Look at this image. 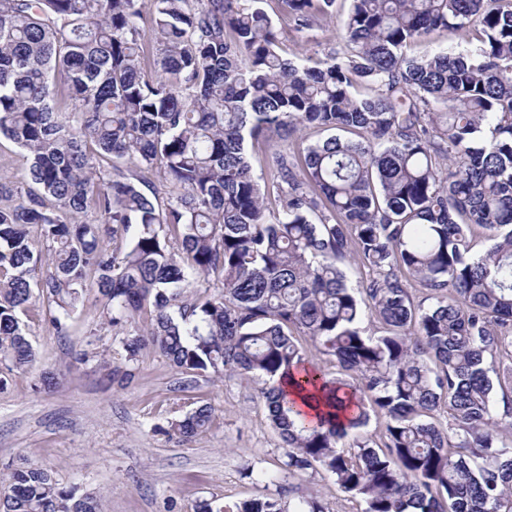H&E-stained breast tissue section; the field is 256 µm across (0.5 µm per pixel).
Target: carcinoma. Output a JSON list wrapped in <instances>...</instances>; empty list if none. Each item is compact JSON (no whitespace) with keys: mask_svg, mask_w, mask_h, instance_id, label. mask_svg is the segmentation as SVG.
Here are the masks:
<instances>
[{"mask_svg":"<svg viewBox=\"0 0 512 512\" xmlns=\"http://www.w3.org/2000/svg\"><path fill=\"white\" fill-rule=\"evenodd\" d=\"M263 2L153 0L145 28L144 0H0V137L28 160L24 184L0 177V387L36 360L32 297L62 333L94 289L101 327L153 308L126 362L150 346L185 373L260 384L280 481L324 475L362 512H512V0H351L343 46L316 59L280 53ZM278 2L302 31L335 0ZM471 27L464 52H404ZM306 126L332 135L291 141ZM273 135L268 186L247 143ZM478 228L493 244L474 257ZM211 275L213 293L188 298ZM301 337L336 376L308 368ZM292 375L332 394L315 426ZM211 419L199 406L168 432L188 442ZM0 512L102 507L25 464ZM193 512L329 508L281 490Z\"/></svg>","mask_w":512,"mask_h":512,"instance_id":"cac0c4a2","label":"carcinoma"}]
</instances>
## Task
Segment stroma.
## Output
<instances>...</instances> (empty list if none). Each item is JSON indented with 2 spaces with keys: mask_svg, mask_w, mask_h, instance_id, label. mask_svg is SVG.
<instances>
[{
  "mask_svg": "<svg viewBox=\"0 0 512 512\" xmlns=\"http://www.w3.org/2000/svg\"><path fill=\"white\" fill-rule=\"evenodd\" d=\"M337 4L339 15L322 27L297 31L276 0H265L283 55L338 46L349 0ZM97 318L92 296L64 334L46 322L41 299L23 314L36 361L13 371L0 391V479L34 463L93 493L103 512H191L200 499L230 503L278 491L268 477L279 469V438L257 382L193 378L147 348L131 364L134 381L119 387L109 374L129 365L123 334L98 327ZM203 404L214 409L205 432L188 443L165 434L172 419Z\"/></svg>",
  "mask_w": 512,
  "mask_h": 512,
  "instance_id": "stroma-1",
  "label": "stroma"
}]
</instances>
